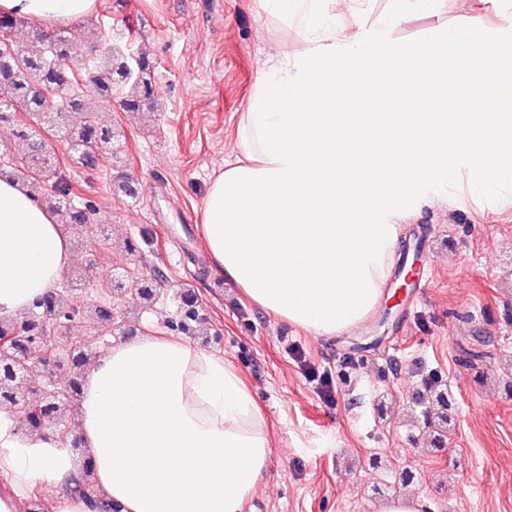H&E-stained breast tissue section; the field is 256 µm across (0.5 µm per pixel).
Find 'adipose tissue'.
<instances>
[{
	"label": "adipose tissue",
	"mask_w": 512,
	"mask_h": 512,
	"mask_svg": "<svg viewBox=\"0 0 512 512\" xmlns=\"http://www.w3.org/2000/svg\"><path fill=\"white\" fill-rule=\"evenodd\" d=\"M268 23L293 25L259 78L237 128L235 162L208 187L201 233L217 270L262 308L317 336L354 328L377 304L402 220L460 179L512 186V38L480 20L467 39L389 41L403 8L439 14L444 0H394L380 22L337 29L320 0H258ZM97 0H0V14L86 18ZM383 48L375 69L345 60ZM489 100L491 113L474 111ZM371 220L358 221L361 210ZM56 216L0 179V316L57 288L73 262ZM79 433L96 500L64 492L78 462L68 440L23 435L0 411V473L15 496L41 487L53 512H243L270 448L264 417L222 358L180 339L110 347L83 375Z\"/></svg>",
	"instance_id": "1"
}]
</instances>
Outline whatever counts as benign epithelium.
I'll list each match as a JSON object with an SVG mask.
<instances>
[{
  "label": "benign epithelium",
  "instance_id": "7a95c632",
  "mask_svg": "<svg viewBox=\"0 0 512 512\" xmlns=\"http://www.w3.org/2000/svg\"><path fill=\"white\" fill-rule=\"evenodd\" d=\"M38 310H53L50 323L35 324L23 313L0 319L8 326L0 334V352L7 360L0 364V409L25 410L21 429L28 435L49 437L58 419L76 409L81 380L75 373L82 361L83 345H73L60 355L55 347L71 342L63 335L68 321L78 317L71 306L57 305L55 295L48 294L34 305Z\"/></svg>",
  "mask_w": 512,
  "mask_h": 512
}]
</instances>
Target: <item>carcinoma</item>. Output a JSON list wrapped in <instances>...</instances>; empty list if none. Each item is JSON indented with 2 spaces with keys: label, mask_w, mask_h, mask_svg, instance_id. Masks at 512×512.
Returning <instances> with one entry per match:
<instances>
[{
  "label": "carcinoma",
  "mask_w": 512,
  "mask_h": 512,
  "mask_svg": "<svg viewBox=\"0 0 512 512\" xmlns=\"http://www.w3.org/2000/svg\"><path fill=\"white\" fill-rule=\"evenodd\" d=\"M22 17L0 15V123L15 127L17 144L0 148V174L10 168L30 181L31 191L70 225L90 224L94 207L73 191L67 169L36 125L65 139L83 167L93 169L103 156L122 165L123 132L101 121L99 113L120 95V108L141 112L156 107L154 67L148 54L133 48L134 31L125 33L128 46L116 48L112 25L92 28L86 44L94 55L78 61L83 49L65 36L63 27L23 43L13 36Z\"/></svg>",
  "instance_id": "carcinoma-1"
}]
</instances>
